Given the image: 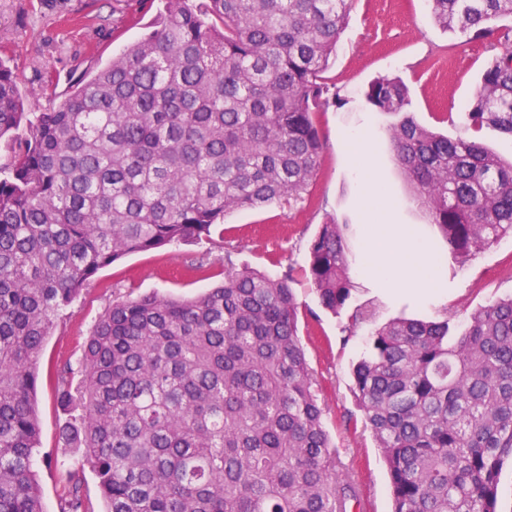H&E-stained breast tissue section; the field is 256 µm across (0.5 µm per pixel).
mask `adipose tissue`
<instances>
[{"mask_svg": "<svg viewBox=\"0 0 512 512\" xmlns=\"http://www.w3.org/2000/svg\"><path fill=\"white\" fill-rule=\"evenodd\" d=\"M360 272L393 290L427 297L438 286L440 259L413 229L385 224L379 234L366 237Z\"/></svg>", "mask_w": 512, "mask_h": 512, "instance_id": "1", "label": "adipose tissue"}]
</instances>
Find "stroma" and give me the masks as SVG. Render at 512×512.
I'll return each instance as SVG.
<instances>
[{
    "label": "stroma",
    "instance_id": "obj_1",
    "mask_svg": "<svg viewBox=\"0 0 512 512\" xmlns=\"http://www.w3.org/2000/svg\"><path fill=\"white\" fill-rule=\"evenodd\" d=\"M162 8L161 0H0V58L12 69L27 110L41 112L150 32ZM511 31L512 21L505 19L491 33L469 39L438 26L429 0H353L324 73L341 101L321 106L313 116L323 148L304 197L233 211L207 239L130 254L101 270L56 319L38 360L41 448L35 469L45 512H58L67 473L74 469L83 475V493L94 512L103 508L93 471L60 441L65 416L55 399V369L77 361L94 319L112 302L152 291L193 297L223 281L228 260L238 268L288 278L298 304L301 343L322 387L324 427L343 471L373 512H391L389 475L353 396L351 369L364 356L369 333L392 318L437 320L448 313L461 322L512 296V238L494 243L462 267L444 258L439 290L423 301L393 295L383 283L352 270L355 289L337 314L322 307L306 276L308 248L325 223L348 225L354 255L377 224L409 225L425 240L436 239L435 226L394 158L389 130L403 117L451 137L476 139L512 159L511 135L473 126L467 117L484 69ZM382 77L399 78L408 87L406 115L379 112L367 103L368 85ZM357 133L368 137L371 154H352L348 139ZM378 186L386 192L381 206L373 199ZM361 306L370 308L373 318L347 335L348 319Z\"/></svg>",
    "mask_w": 512,
    "mask_h": 512
}]
</instances>
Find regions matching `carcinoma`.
Masks as SVG:
<instances>
[{
    "label": "carcinoma",
    "mask_w": 512,
    "mask_h": 512,
    "mask_svg": "<svg viewBox=\"0 0 512 512\" xmlns=\"http://www.w3.org/2000/svg\"><path fill=\"white\" fill-rule=\"evenodd\" d=\"M436 23L480 37L512 0H430ZM353 0H165L151 30L44 112H28L0 59V512H44L36 362L58 314L103 268L207 239L239 209L302 198L322 144L313 114ZM410 105L398 78L365 92ZM512 135V44L468 109ZM395 160L463 265L512 236V162L410 119ZM307 276L342 310L353 281L346 226L323 224ZM370 333L353 391L390 477L391 512H498L512 460V297ZM58 375L61 436L94 472L103 512H353L357 485L323 423L287 279L224 264L192 298L116 302ZM60 512H94L68 476Z\"/></svg>",
    "instance_id": "carcinoma-1"
}]
</instances>
